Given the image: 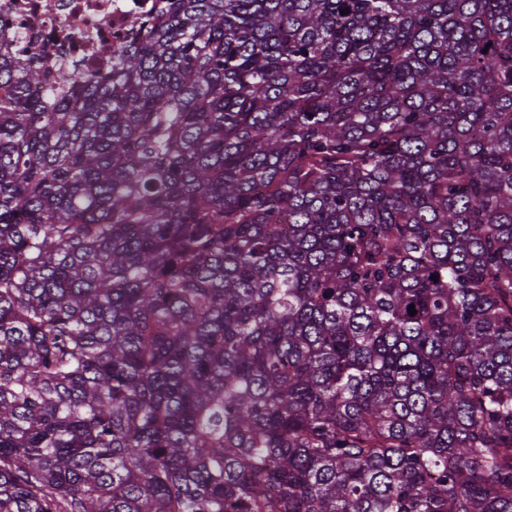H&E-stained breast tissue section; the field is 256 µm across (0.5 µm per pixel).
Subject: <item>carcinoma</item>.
<instances>
[{"mask_svg":"<svg viewBox=\"0 0 512 512\" xmlns=\"http://www.w3.org/2000/svg\"><path fill=\"white\" fill-rule=\"evenodd\" d=\"M153 2L0 52V512H512V0Z\"/></svg>","mask_w":512,"mask_h":512,"instance_id":"cac0c4a2","label":"carcinoma"}]
</instances>
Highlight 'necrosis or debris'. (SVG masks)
I'll use <instances>...</instances> for the list:
<instances>
[{
    "label": "necrosis or debris",
    "mask_w": 512,
    "mask_h": 512,
    "mask_svg": "<svg viewBox=\"0 0 512 512\" xmlns=\"http://www.w3.org/2000/svg\"><path fill=\"white\" fill-rule=\"evenodd\" d=\"M148 8L147 0H0L9 23L0 50L26 56L54 51L102 70Z\"/></svg>",
    "instance_id": "obj_1"
}]
</instances>
